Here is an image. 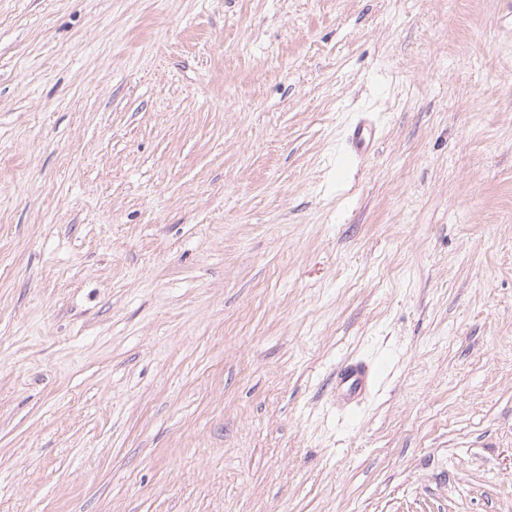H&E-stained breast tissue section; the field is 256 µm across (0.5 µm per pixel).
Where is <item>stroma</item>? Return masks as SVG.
Listing matches in <instances>:
<instances>
[{"mask_svg":"<svg viewBox=\"0 0 512 512\" xmlns=\"http://www.w3.org/2000/svg\"><path fill=\"white\" fill-rule=\"evenodd\" d=\"M0 512H512V0H0ZM375 130L371 122L358 120L348 127L344 145L338 154L337 160L346 164L360 161L368 155L374 146ZM369 367L362 363L348 364L336 369L338 385L347 387L348 399L354 398L364 388L367 382Z\"/></svg>","mask_w":512,"mask_h":512,"instance_id":"1","label":"stroma"}]
</instances>
